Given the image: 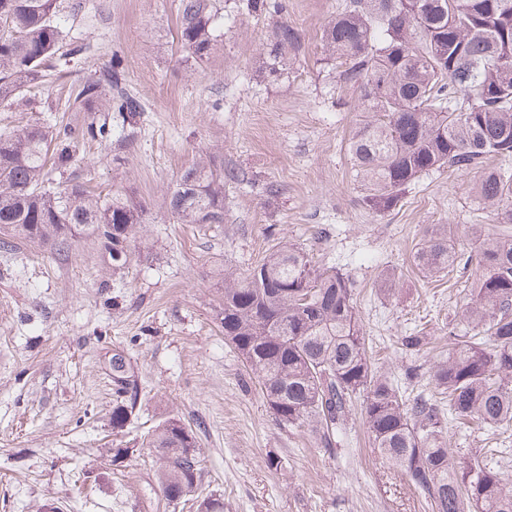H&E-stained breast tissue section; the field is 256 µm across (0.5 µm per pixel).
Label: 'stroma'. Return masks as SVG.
Instances as JSON below:
<instances>
[{
  "label": "stroma",
  "instance_id": "35a3bbf8",
  "mask_svg": "<svg viewBox=\"0 0 512 512\" xmlns=\"http://www.w3.org/2000/svg\"><path fill=\"white\" fill-rule=\"evenodd\" d=\"M286 2L270 14L224 0L218 47L190 70L180 61L177 0H80L63 25L90 42L91 55L49 72L42 107L0 105V129L51 119L81 127L89 115L66 110L62 86L119 58L144 107L137 145L119 160L91 143L81 174L106 190L134 188L149 207L140 256L118 275L93 237L73 238L63 257L0 234V512H195L199 495L222 498L224 512H433L374 452L360 405L346 442L322 448L310 430L275 420L224 338L217 272H244L275 243L298 244L352 277L382 371L409 396L430 393L463 298L447 279H420L412 254L434 225L466 247L471 225L493 221L475 200L474 171L424 175L384 213L364 204L348 153L358 101L320 40L343 0ZM280 22L298 29L302 49L276 80L262 61ZM209 158L236 174L224 183L223 223H174L169 188ZM271 181L281 188L274 198L263 191ZM386 280L393 296L379 292ZM415 330L421 346L401 349ZM116 352L143 390L118 434ZM168 415L191 426L202 451L197 493L177 501L163 498L148 446ZM116 448L129 451L118 465Z\"/></svg>",
  "mask_w": 512,
  "mask_h": 512
}]
</instances>
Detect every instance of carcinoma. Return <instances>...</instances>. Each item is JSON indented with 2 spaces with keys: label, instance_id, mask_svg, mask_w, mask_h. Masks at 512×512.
I'll return each mask as SVG.
<instances>
[{
  "label": "carcinoma",
  "instance_id": "1",
  "mask_svg": "<svg viewBox=\"0 0 512 512\" xmlns=\"http://www.w3.org/2000/svg\"><path fill=\"white\" fill-rule=\"evenodd\" d=\"M80 3L0 0V104H12L44 82L59 62L79 61L90 45L66 39L60 15ZM249 11L285 9L282 0H246ZM178 43L189 67L207 61L223 37L217 0H178ZM325 60L356 89L363 112L348 150L363 201L395 207L422 176L448 168L481 169L512 157V0H348L323 27ZM302 47L281 22L271 32L265 70L288 72ZM121 63L109 61L70 93L78 112H101L80 130L27 123L0 132V229L12 237L68 248L77 227L112 257V269L136 261L147 207L127 188L91 189L78 172L91 141L130 152L143 106L126 87ZM498 224H512V169H490L477 187ZM179 224L224 223V168L211 159L186 169L168 197ZM480 270L473 287L456 281L465 303L448 324V359L430 383L447 402L405 397L366 346L354 282L336 266H318L306 249L272 246L244 273H224V338L237 350L275 419L320 435L325 448L347 435L354 400L374 450L429 499L434 512H512V481L482 453L457 464L448 424L512 432V236L481 233L475 251L432 229L420 239L414 268L425 278ZM112 429L127 426L141 389L121 352L110 361ZM149 447L162 460L165 499L194 492L200 448L180 418H164Z\"/></svg>",
  "mask_w": 512,
  "mask_h": 512
}]
</instances>
